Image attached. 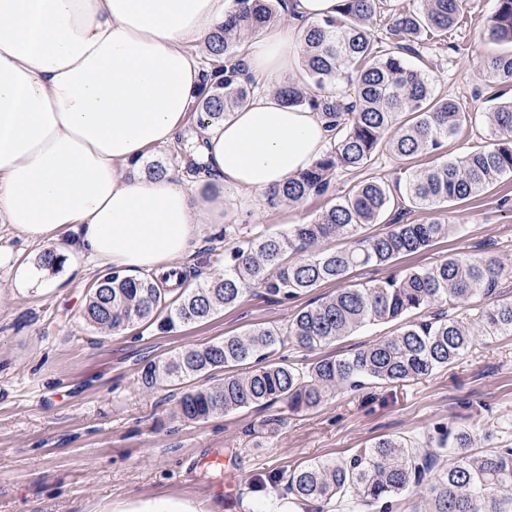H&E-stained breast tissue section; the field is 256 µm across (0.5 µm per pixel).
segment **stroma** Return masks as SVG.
Wrapping results in <instances>:
<instances>
[{
	"label": "stroma",
	"instance_id": "35a3bbf8",
	"mask_svg": "<svg viewBox=\"0 0 512 512\" xmlns=\"http://www.w3.org/2000/svg\"><path fill=\"white\" fill-rule=\"evenodd\" d=\"M496 0H469L458 34L461 53H430L425 62L438 96L469 112L472 123L449 140L451 159L490 136L484 120L512 99V85L486 80L487 58L498 52L483 20ZM512 177L502 178L473 202L442 213L413 208L409 218L442 217L458 230L434 246L397 260L395 267L355 269L352 282L381 280L393 268L426 267L453 253L493 256L512 266ZM329 206L325 197L269 206L224 190V221L211 224L183 263L197 281L224 266V227L242 224L253 234L306 224ZM0 512H100L102 504L170 495L196 502L220 497L227 475L240 492L231 512H283L288 495L276 477L317 460L347 457L382 437L426 445L437 427L470 425L478 431L473 453L512 447L497 435L512 422V335L477 337L459 360L430 376L400 384L369 381L332 394L313 411L289 415L270 438L255 430L266 412L244 408L200 422L173 413L177 390L143 391L138 375L148 361L211 343L256 326H286L298 309L336 290L327 283L288 303L253 293L211 318L163 333L139 327L108 333L88 326L81 309L91 284L105 270L89 261L59 267L56 287L19 293L14 264L37 260L39 248L0 223Z\"/></svg>",
	"mask_w": 512,
	"mask_h": 512
}]
</instances>
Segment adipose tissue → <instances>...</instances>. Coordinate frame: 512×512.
Listing matches in <instances>:
<instances>
[{"mask_svg":"<svg viewBox=\"0 0 512 512\" xmlns=\"http://www.w3.org/2000/svg\"><path fill=\"white\" fill-rule=\"evenodd\" d=\"M339 0H288V27L244 43L261 89L221 121H204L191 161L207 178L266 194L326 149L321 115L270 85L298 63L303 29ZM234 0H0V222L56 250L130 276L163 275L191 253L224 200L139 165L174 145L201 99L203 44ZM64 249H57V242ZM101 512H221L172 496L104 504Z\"/></svg>","mask_w":512,"mask_h":512,"instance_id":"adipose-tissue-1","label":"adipose tissue"}]
</instances>
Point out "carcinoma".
I'll return each mask as SVG.
<instances>
[{"label": "carcinoma", "instance_id": "carcinoma-1", "mask_svg": "<svg viewBox=\"0 0 512 512\" xmlns=\"http://www.w3.org/2000/svg\"><path fill=\"white\" fill-rule=\"evenodd\" d=\"M236 9L205 46L215 76L202 91L197 111L220 121L245 107L256 85L241 76L236 63L241 44L280 18L286 0H235ZM484 19L488 39L505 46L488 58V81L512 84V0H496ZM468 0H422L402 13L390 0H339L336 16L310 26L303 35L301 80L275 89L288 105L319 112L331 131L328 149L308 168L268 193L269 204L297 203L332 191L337 171L369 168L387 142L399 166L394 184L367 175L307 224L285 232L251 237L238 224L224 225V271L202 283L180 276L177 288H163L150 277L132 278L119 270L95 280L82 316L91 327L120 332L154 326L170 332L204 321L261 289L280 303L326 283L336 293L303 307L286 327H255L243 334L188 348L147 362L139 385L183 389L175 415L198 422L248 407L270 409L280 403L290 412L320 407L331 394L356 388L365 380L399 383L433 374L460 359L476 336L512 334V302H498L462 317L455 309L478 297L497 295L506 270L495 258L454 255L424 268L394 272L371 284H352L358 267L388 266L448 238L456 229L442 219L428 224L402 222L411 206L439 209L477 198L505 176H512V100L487 113L493 142L461 157L415 168L418 156H439L449 139L470 121L451 99L440 98L419 63L425 44L460 50L446 36L464 22ZM356 83V95L327 93L329 86ZM396 217L384 234L369 226L388 211ZM332 239L347 241L328 248ZM300 258L294 260L292 255ZM399 324L393 334L341 357L323 358L303 372L270 360L273 348L288 338L315 351L350 335L367 323ZM224 382L207 389L186 384L213 371ZM285 417L270 414L259 434L272 435ZM469 428L445 431L438 453L398 438H382L347 459L299 466L285 475L288 506L311 503L322 512L352 498L359 512H387L392 500L419 482L438 454L451 462L439 474L416 512H512V448L471 454Z\"/></svg>", "mask_w": 512, "mask_h": 512}]
</instances>
